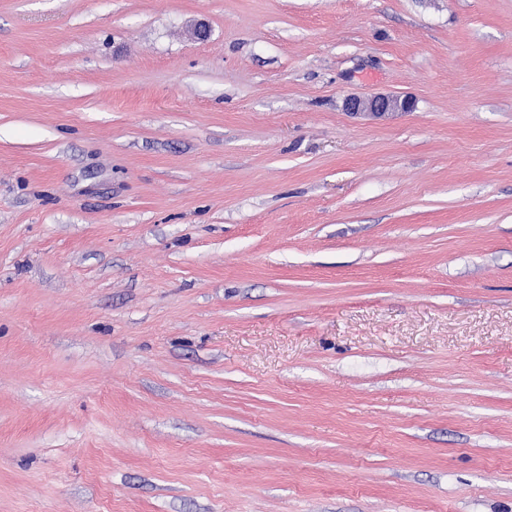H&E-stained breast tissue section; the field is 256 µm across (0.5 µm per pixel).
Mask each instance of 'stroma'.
Segmentation results:
<instances>
[{
    "label": "stroma",
    "mask_w": 512,
    "mask_h": 512,
    "mask_svg": "<svg viewBox=\"0 0 512 512\" xmlns=\"http://www.w3.org/2000/svg\"><path fill=\"white\" fill-rule=\"evenodd\" d=\"M0 512H512V0H0ZM410 98H400L396 95L378 94L370 97L352 96L346 99L345 106L348 112H409L413 109Z\"/></svg>",
    "instance_id": "obj_1"
}]
</instances>
